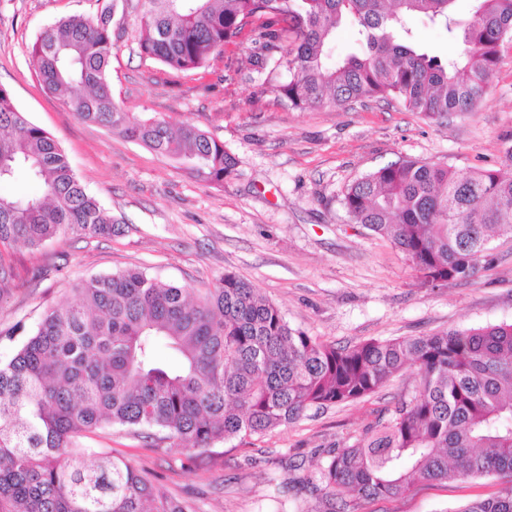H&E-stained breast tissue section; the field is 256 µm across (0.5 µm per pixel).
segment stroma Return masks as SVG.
Segmentation results:
<instances>
[{
  "label": "stroma",
  "mask_w": 512,
  "mask_h": 512,
  "mask_svg": "<svg viewBox=\"0 0 512 512\" xmlns=\"http://www.w3.org/2000/svg\"><path fill=\"white\" fill-rule=\"evenodd\" d=\"M107 0H0V85L17 107L59 143L82 183L119 222L109 237L59 235L39 251L18 245L17 277L0 302V330L35 327L45 309L71 300L73 282L142 267L159 281L213 286L224 272L252 281L289 325L337 347L368 340L512 323V238L491 240L475 275L422 283L390 241L353 223L347 187L403 157L451 166L510 170L512 42L476 111L438 123L397 103L371 100L337 110H292L274 90L283 72L257 73L253 38L226 47L209 67L178 73L142 56L138 0H124L112 20V96L143 119L190 122L223 141L238 174L209 184L143 144L79 121L62 97L46 94L29 49L60 18L96 15ZM417 390L401 372L363 399L311 409L261 437L186 456L161 453L115 427L93 447L152 470L173 494L197 493L198 512H309L315 502L294 489L273 496L268 476L292 479L326 462L327 452L354 444L389 421ZM512 484L496 475L421 483L410 492L365 504L361 512H454Z\"/></svg>",
  "instance_id": "1"
}]
</instances>
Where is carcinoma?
<instances>
[{
    "mask_svg": "<svg viewBox=\"0 0 512 512\" xmlns=\"http://www.w3.org/2000/svg\"><path fill=\"white\" fill-rule=\"evenodd\" d=\"M140 53L181 73L208 66L252 26L253 58L287 80L292 109L394 99L437 122L473 112L512 0H139ZM419 16L460 46L441 58L408 24ZM348 25L361 47L336 61L329 41ZM30 56L43 88L96 123L179 160L222 186L237 175L224 142L185 123L133 120L110 86L111 6L44 30ZM24 173L38 191L0 194V298L12 292L4 252H32L62 233L110 236L112 214L81 182L51 134L0 86V184ZM356 224L389 240L427 284L474 275L494 236H512V172L459 175L402 159L354 182L343 198ZM75 300L48 309L0 359V512H197L146 470L99 456L85 439L124 428L163 453L263 436L310 407L360 400L410 369L418 392L357 445L336 448L301 480L322 509L359 512L422 481L512 475V324L371 340L336 348L293 329L250 280L226 272L211 288L162 283L138 267L77 281ZM453 512H512V486Z\"/></svg>",
    "mask_w": 512,
    "mask_h": 512,
    "instance_id": "cac0c4a2",
    "label": "carcinoma"
}]
</instances>
